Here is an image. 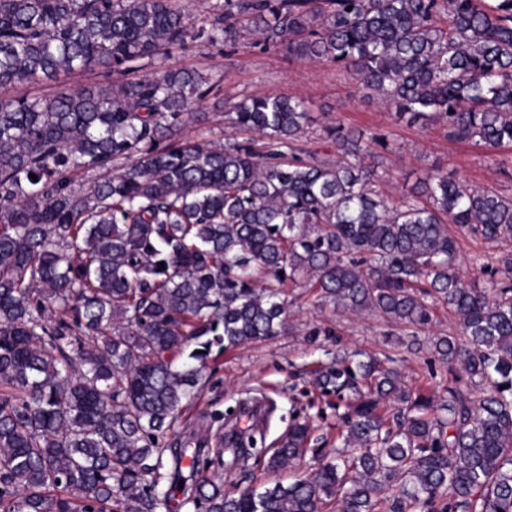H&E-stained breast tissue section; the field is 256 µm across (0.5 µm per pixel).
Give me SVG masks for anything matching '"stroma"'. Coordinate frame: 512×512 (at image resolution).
Instances as JSON below:
<instances>
[{"mask_svg":"<svg viewBox=\"0 0 512 512\" xmlns=\"http://www.w3.org/2000/svg\"><path fill=\"white\" fill-rule=\"evenodd\" d=\"M158 66L203 70L220 83L219 95L210 96L201 106L206 122L187 119L184 139L217 144L235 140V129L225 121L226 112L234 105L255 96H300L309 101L320 128L337 121L387 136L391 149L383 154L384 189L393 200H401L434 167L480 188L506 187L490 152L448 140L437 128L396 121L381 105L364 100L346 74L327 64L285 50L247 48L240 43L206 46L191 41L172 56L159 59ZM320 128L309 136L316 149L324 146ZM285 299L286 332L212 353L202 379V394L185 411L176 426L178 432L206 428L211 414L229 412L260 386L277 402L267 426V440L282 436L293 416L300 414L312 421L315 437L337 445L340 414L315 388L313 377L316 369L344 352L392 356L406 381L429 393H442L447 386V365L427 350L409 354L395 348L394 328L386 322L365 312L356 315L319 306L307 289L292 284L285 287ZM316 328L321 334L310 340L309 333Z\"/></svg>","mask_w":512,"mask_h":512,"instance_id":"1","label":"stroma"}]
</instances>
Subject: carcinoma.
Segmentation results:
<instances>
[{"mask_svg":"<svg viewBox=\"0 0 512 512\" xmlns=\"http://www.w3.org/2000/svg\"><path fill=\"white\" fill-rule=\"evenodd\" d=\"M250 32L399 122L512 150V0H216L198 24L180 0H0L1 88L113 76L0 96V512H512V254L474 257L502 273L474 288L458 242L512 240V195L434 168L396 203L387 136L332 123L334 152L309 149L299 96L235 106L236 144L184 140L219 85L149 68ZM287 281L401 327L411 353L446 305L459 335L429 347L469 383L425 394L338 355L314 383L348 407L342 447H310L296 420L263 464L313 472L226 492L256 439L219 412L205 435L174 427L213 347L285 329Z\"/></svg>","mask_w":512,"mask_h":512,"instance_id":"1","label":"carcinoma"}]
</instances>
